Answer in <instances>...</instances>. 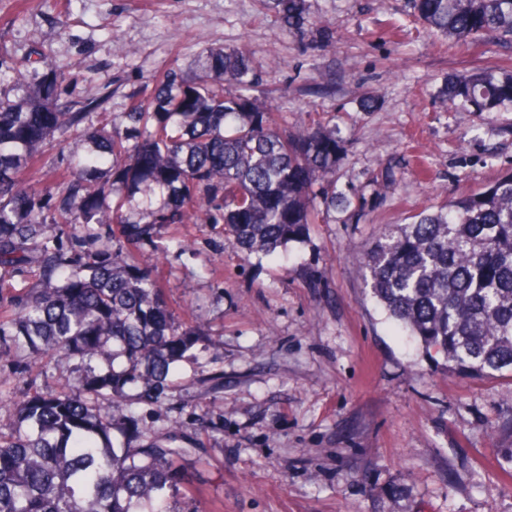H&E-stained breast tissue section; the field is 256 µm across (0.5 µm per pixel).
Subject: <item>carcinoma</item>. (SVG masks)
Listing matches in <instances>:
<instances>
[{
	"mask_svg": "<svg viewBox=\"0 0 512 512\" xmlns=\"http://www.w3.org/2000/svg\"><path fill=\"white\" fill-rule=\"evenodd\" d=\"M304 0H267L291 22ZM432 33L457 41H512V0H412ZM202 75L170 71L110 130L79 132L93 147L58 175L56 190L21 177L83 114L62 101L69 66L33 50L0 60V345L28 352L43 370L65 361L72 388L28 391L0 431V512H182L183 448L140 443L133 406L157 402L174 368L202 344L177 325L157 279L117 237L91 258L63 235L86 224L130 223L124 197L160 192L150 220L125 232L134 247L158 224H222L242 252L271 255L319 223L315 199L362 204L330 179L341 151L317 121L293 129L279 107L251 94L255 67L243 49H204ZM458 112L512 105V72L448 80ZM115 196L112 205L107 195ZM24 292L8 295L17 276ZM372 297L425 354L471 377L512 376V172L409 224H388L366 252Z\"/></svg>",
	"mask_w": 512,
	"mask_h": 512,
	"instance_id": "carcinoma-1",
	"label": "carcinoma"
}]
</instances>
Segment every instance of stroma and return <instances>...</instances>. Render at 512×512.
Wrapping results in <instances>:
<instances>
[{"instance_id":"35a3bbf8","label":"stroma","mask_w":512,"mask_h":512,"mask_svg":"<svg viewBox=\"0 0 512 512\" xmlns=\"http://www.w3.org/2000/svg\"><path fill=\"white\" fill-rule=\"evenodd\" d=\"M213 44L249 50L289 126H335L336 189L364 206L320 203L323 223L273 257L243 256L219 224L161 225L134 249L177 323L206 335L137 408L142 442L185 449L188 512H512V377L447 372L359 274L384 225L512 171V108L460 115L440 97L457 75L512 71V44L451 45L410 0H304L291 26L263 0H0V57L72 62L88 126L165 72H201ZM70 377L0 350L7 392Z\"/></svg>"}]
</instances>
